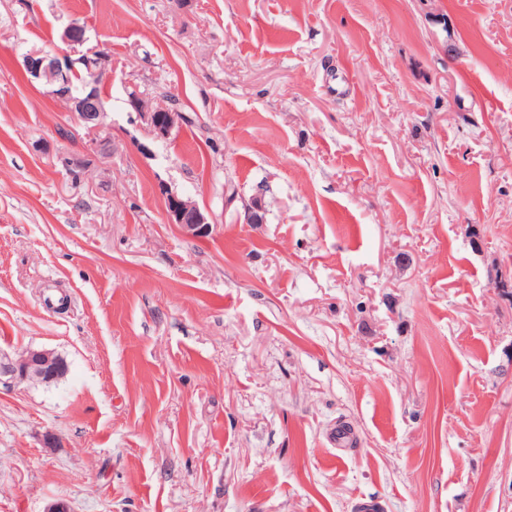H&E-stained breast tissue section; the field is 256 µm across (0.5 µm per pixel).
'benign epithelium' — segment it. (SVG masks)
I'll list each match as a JSON object with an SVG mask.
<instances>
[{"label":"benign epithelium","mask_w":512,"mask_h":512,"mask_svg":"<svg viewBox=\"0 0 512 512\" xmlns=\"http://www.w3.org/2000/svg\"><path fill=\"white\" fill-rule=\"evenodd\" d=\"M70 61L68 53H47L31 51L23 56L22 69L30 81L50 88L53 96L64 101L66 111L86 128L100 126L102 109L92 96L73 98L57 86L65 73V65ZM130 105L137 112L153 135L161 140L170 137L172 131L183 122L184 113L166 106L153 107L146 98L134 95ZM165 212L168 223L177 225L191 237L207 236L212 229L211 215L189 198L163 189ZM64 377V360L52 350L25 348L12 354L0 352V382L18 384H51Z\"/></svg>","instance_id":"7a95c632"}]
</instances>
